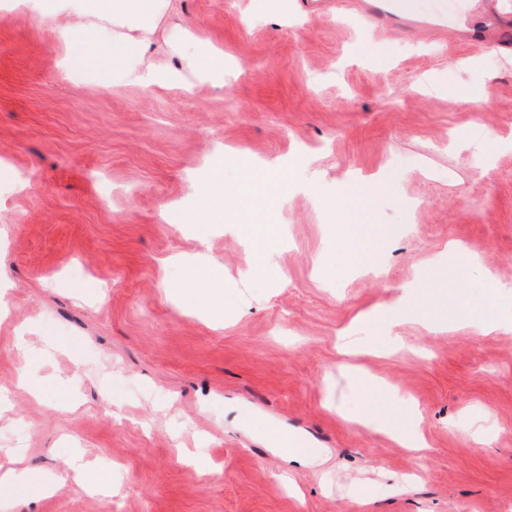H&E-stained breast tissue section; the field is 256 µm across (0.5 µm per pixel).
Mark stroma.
Masks as SVG:
<instances>
[{
	"instance_id": "stroma-1",
	"label": "stroma",
	"mask_w": 512,
	"mask_h": 512,
	"mask_svg": "<svg viewBox=\"0 0 512 512\" xmlns=\"http://www.w3.org/2000/svg\"><path fill=\"white\" fill-rule=\"evenodd\" d=\"M170 22L223 52V85L185 47L179 81L106 86L0 0V448L35 489L0 512H512V324L469 320L485 279L512 314V8L174 0ZM484 85L490 101L465 106ZM241 153L289 179L266 249L242 232L258 200L239 223L200 221L236 198ZM379 172L390 242L357 266L328 202ZM22 373L67 382L66 400H35ZM412 403L421 457L348 419L406 424ZM283 437L324 464L288 460ZM63 457L102 490L72 474L39 493Z\"/></svg>"
}]
</instances>
